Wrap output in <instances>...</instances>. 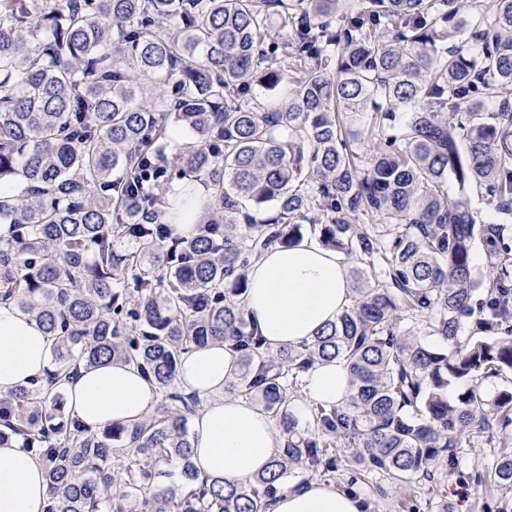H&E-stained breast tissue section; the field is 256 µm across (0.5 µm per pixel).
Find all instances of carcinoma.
<instances>
[{"label":"carcinoma","mask_w":512,"mask_h":512,"mask_svg":"<svg viewBox=\"0 0 512 512\" xmlns=\"http://www.w3.org/2000/svg\"><path fill=\"white\" fill-rule=\"evenodd\" d=\"M511 91L512 0H0V300L54 340L52 376L0 397V443L38 455L46 512H268L293 473L340 466L401 489L454 468L470 430L512 424V392L481 390L512 371V227L467 198L512 215ZM176 129L193 141L171 164ZM198 177L212 220L183 236L169 194ZM308 229L351 260L353 304L270 348L247 268ZM417 316L452 349L397 333ZM218 341L239 365L224 393L280 432L243 484L197 478L200 401L175 383L182 349ZM330 359L350 395L300 427L291 393ZM114 360L156 382L150 416L97 433L62 417L49 386ZM493 469L511 489L512 453ZM468 199L469 206L474 212V215L477 216L479 222H501L503 215L496 212L480 194L470 193Z\"/></svg>","instance_id":"cac0c4a2"}]
</instances>
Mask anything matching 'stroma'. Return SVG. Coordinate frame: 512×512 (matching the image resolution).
<instances>
[{
	"label": "stroma",
	"mask_w": 512,
	"mask_h": 512,
	"mask_svg": "<svg viewBox=\"0 0 512 512\" xmlns=\"http://www.w3.org/2000/svg\"><path fill=\"white\" fill-rule=\"evenodd\" d=\"M512 447V426L473 429L463 437L455 469L429 482L416 479L406 488L380 495L383 480L371 475L357 486L371 512H408L417 503L421 512H437L440 499H447L454 512H512V493L494 485L493 462Z\"/></svg>",
	"instance_id": "stroma-1"
}]
</instances>
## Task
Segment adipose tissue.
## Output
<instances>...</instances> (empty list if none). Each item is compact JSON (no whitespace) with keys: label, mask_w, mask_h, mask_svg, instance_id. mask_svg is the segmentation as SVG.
Here are the masks:
<instances>
[{"label":"adipose tissue","mask_w":512,"mask_h":512,"mask_svg":"<svg viewBox=\"0 0 512 512\" xmlns=\"http://www.w3.org/2000/svg\"><path fill=\"white\" fill-rule=\"evenodd\" d=\"M350 262L306 236L290 247H274L252 260L244 306L250 322L269 347L311 341L352 303ZM52 340L36 321L10 303H0V395L51 369ZM238 370L235 354L223 343L188 346L177 365L176 383L196 395L191 418V461L198 477L247 483L261 473L280 445L272 418L253 401L229 396L225 384ZM70 414L91 430L144 421L158 401L157 387L134 365L109 362L79 366L59 385ZM303 398L291 405L306 422L312 405L345 402L350 375L343 360L321 362L307 371ZM47 485L38 457L21 442L0 445V512H44ZM269 512H364L361 497L320 479L277 493Z\"/></svg>","instance_id":"adipose-tissue-1"}]
</instances>
